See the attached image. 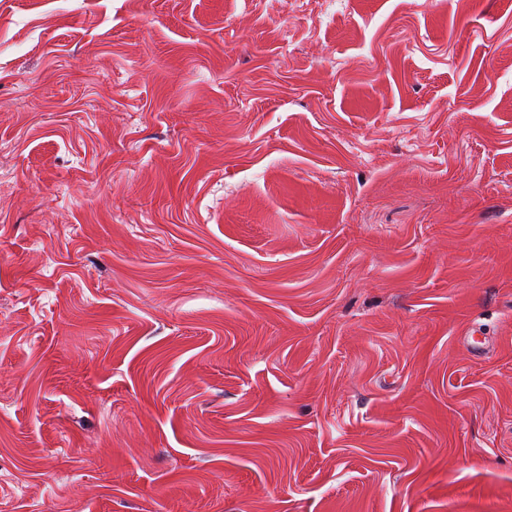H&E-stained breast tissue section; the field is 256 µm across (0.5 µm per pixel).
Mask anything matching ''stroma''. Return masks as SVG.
Returning <instances> with one entry per match:
<instances>
[{
	"label": "stroma",
	"instance_id": "1",
	"mask_svg": "<svg viewBox=\"0 0 512 512\" xmlns=\"http://www.w3.org/2000/svg\"><path fill=\"white\" fill-rule=\"evenodd\" d=\"M0 512H512V0H0Z\"/></svg>",
	"mask_w": 512,
	"mask_h": 512
}]
</instances>
